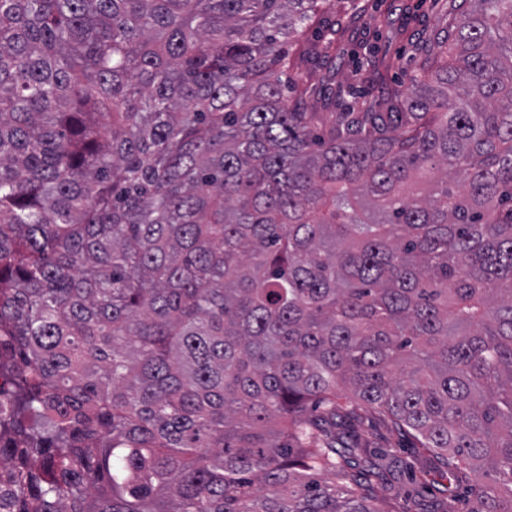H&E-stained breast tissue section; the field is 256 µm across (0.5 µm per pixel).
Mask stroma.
I'll return each instance as SVG.
<instances>
[{"mask_svg":"<svg viewBox=\"0 0 512 512\" xmlns=\"http://www.w3.org/2000/svg\"><path fill=\"white\" fill-rule=\"evenodd\" d=\"M364 12L359 23H351L353 5ZM325 17L336 35L328 61L308 63L296 71L297 79L307 81L314 93L305 100L307 111H315V92L321 87L325 65H333L336 83L350 85L366 92L377 93L396 87L419 69L422 57L416 47L433 37L442 27L438 15L422 6L420 0H331ZM390 19L388 40L382 50L390 61L377 75L358 73L348 58L353 44L371 38L373 29L382 19ZM356 430L364 440L385 448L400 460L398 468L387 472L376 491L378 498L389 500L395 512H471L474 501L467 485L433 473L431 454L419 448L414 439L389 429L375 414H363Z\"/></svg>","mask_w":512,"mask_h":512,"instance_id":"obj_1","label":"stroma"}]
</instances>
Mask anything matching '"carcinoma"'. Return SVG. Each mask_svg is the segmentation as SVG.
I'll return each instance as SVG.
<instances>
[{"label": "carcinoma", "instance_id": "1", "mask_svg": "<svg viewBox=\"0 0 512 512\" xmlns=\"http://www.w3.org/2000/svg\"><path fill=\"white\" fill-rule=\"evenodd\" d=\"M326 5L0 0V512H386L338 393L512 512V0L307 112ZM326 63L322 62V60H315L313 62L308 63L306 66L299 71H292L291 76L293 78H297L300 80H306L314 89L313 93L310 94L309 97L305 100V107L307 112H316L317 106V98L320 96L321 90V76L325 73Z\"/></svg>", "mask_w": 512, "mask_h": 512}]
</instances>
